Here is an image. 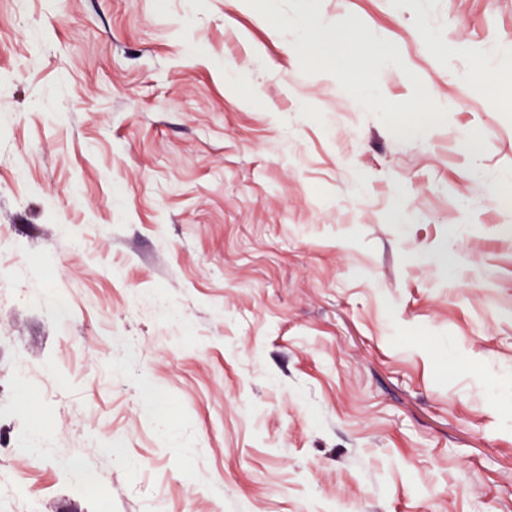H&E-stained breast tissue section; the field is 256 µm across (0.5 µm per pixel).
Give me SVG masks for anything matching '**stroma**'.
<instances>
[{
	"mask_svg": "<svg viewBox=\"0 0 512 512\" xmlns=\"http://www.w3.org/2000/svg\"><path fill=\"white\" fill-rule=\"evenodd\" d=\"M349 14L445 125L246 0H0V512H512V0Z\"/></svg>",
	"mask_w": 512,
	"mask_h": 512,
	"instance_id": "stroma-1",
	"label": "stroma"
}]
</instances>
